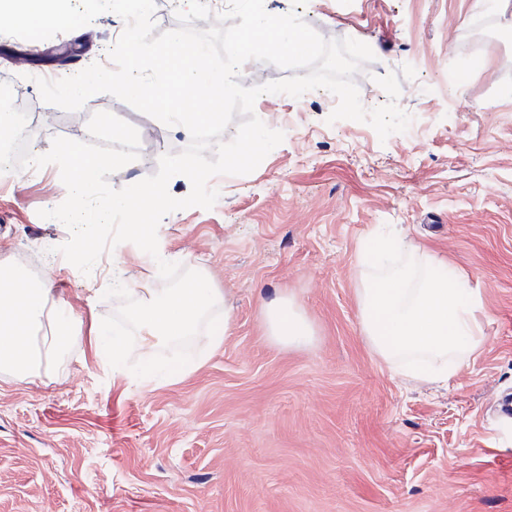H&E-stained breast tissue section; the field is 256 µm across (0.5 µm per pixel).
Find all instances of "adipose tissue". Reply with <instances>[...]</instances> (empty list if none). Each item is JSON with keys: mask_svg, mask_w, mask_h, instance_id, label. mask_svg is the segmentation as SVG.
<instances>
[{"mask_svg": "<svg viewBox=\"0 0 512 512\" xmlns=\"http://www.w3.org/2000/svg\"><path fill=\"white\" fill-rule=\"evenodd\" d=\"M385 240L365 250L369 277L357 291L361 331L368 348L395 373L411 378L451 381L462 362L487 341L483 306L468 296L459 301L448 285L456 268L447 258L404 242L391 266L377 255ZM0 289V372L30 379L45 371L69 341L71 317L50 312L47 289L18 270L6 275ZM130 320L140 347H157L172 337L188 336L223 302L204 273L178 288H142ZM266 336L284 346L307 343L312 334L295 303L282 295L263 307Z\"/></svg>", "mask_w": 512, "mask_h": 512, "instance_id": "ef3b65f1", "label": "adipose tissue"}]
</instances>
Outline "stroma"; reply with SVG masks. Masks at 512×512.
Wrapping results in <instances>:
<instances>
[{
  "mask_svg": "<svg viewBox=\"0 0 512 512\" xmlns=\"http://www.w3.org/2000/svg\"><path fill=\"white\" fill-rule=\"evenodd\" d=\"M298 10L328 40L368 44L355 74L373 109L394 72L410 131L380 140L366 123L327 118L336 97L260 96L256 115L284 139L247 175H219L213 208L166 215L159 258L124 242L82 273L44 219L67 197L56 165L0 180V267L20 269L72 309L73 338L31 382L0 373V512H512V0H265ZM113 13L42 41L0 35V81L34 108L33 154L82 137L92 112L135 127L137 160L109 176H150L157 121L109 94L79 124L46 104L20 54L98 62ZM403 237L445 256L479 290L488 340L449 384L407 382L367 347L356 290L371 238ZM207 271L227 297L199 323L184 359L134 349L94 353L90 328L123 326L136 291L158 288V259ZM285 294L312 336L284 347L263 305ZM231 317L213 344L216 323Z\"/></svg>",
  "mask_w": 512,
  "mask_h": 512,
  "instance_id": "35a3bbf8",
  "label": "stroma"
}]
</instances>
